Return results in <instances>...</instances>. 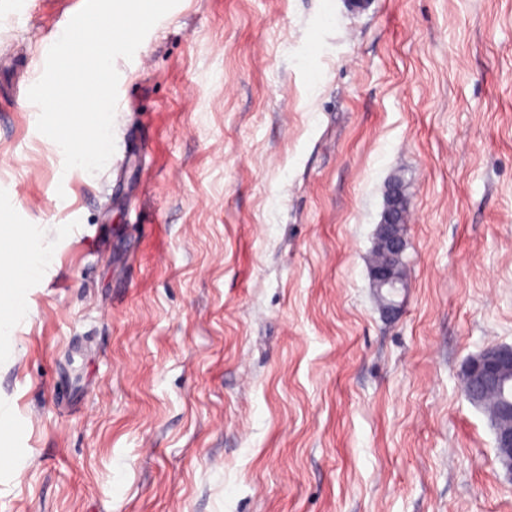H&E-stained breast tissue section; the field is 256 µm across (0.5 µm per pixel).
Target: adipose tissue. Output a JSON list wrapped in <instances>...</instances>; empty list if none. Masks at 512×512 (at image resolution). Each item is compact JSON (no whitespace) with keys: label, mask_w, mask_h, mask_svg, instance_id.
<instances>
[{"label":"adipose tissue","mask_w":512,"mask_h":512,"mask_svg":"<svg viewBox=\"0 0 512 512\" xmlns=\"http://www.w3.org/2000/svg\"><path fill=\"white\" fill-rule=\"evenodd\" d=\"M13 232L25 238L26 249L20 264L0 261V287H8L10 293L8 304L0 305V334L10 332L18 321L26 318L28 303L24 285L40 275L49 261L48 253L27 226L17 225Z\"/></svg>","instance_id":"obj_1"}]
</instances>
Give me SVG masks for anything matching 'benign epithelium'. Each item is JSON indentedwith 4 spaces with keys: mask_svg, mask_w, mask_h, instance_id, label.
<instances>
[{
    "mask_svg": "<svg viewBox=\"0 0 512 512\" xmlns=\"http://www.w3.org/2000/svg\"><path fill=\"white\" fill-rule=\"evenodd\" d=\"M407 208L408 201L400 189L394 184L389 185L375 244V249L388 254V263L370 271L373 287L384 294L383 311L389 317L399 313L393 297L405 287L402 255L406 239L401 219ZM464 371L467 375L464 396L475 406L482 404L483 395L489 391L512 392V345H496L482 350L467 361ZM494 433L498 462L512 475V402L499 404Z\"/></svg>",
    "mask_w": 512,
    "mask_h": 512,
    "instance_id": "obj_1",
    "label": "benign epithelium"
}]
</instances>
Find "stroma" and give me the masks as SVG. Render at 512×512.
I'll use <instances>...</instances> for the list:
<instances>
[{
    "label": "stroma",
    "instance_id": "35a3bbf8",
    "mask_svg": "<svg viewBox=\"0 0 512 512\" xmlns=\"http://www.w3.org/2000/svg\"><path fill=\"white\" fill-rule=\"evenodd\" d=\"M79 9L0 0V219L51 255L0 336V512H512L461 394L512 344V0H179L95 174L27 98ZM408 208V201L400 189L392 183L386 195L385 209L378 225L375 248L388 254V263L370 271L373 287L385 298L383 311L389 317L399 313V306L393 300L400 288L405 287V275L402 255L406 239L401 229L403 211ZM385 291V295H383Z\"/></svg>",
    "mask_w": 512,
    "mask_h": 512
}]
</instances>
